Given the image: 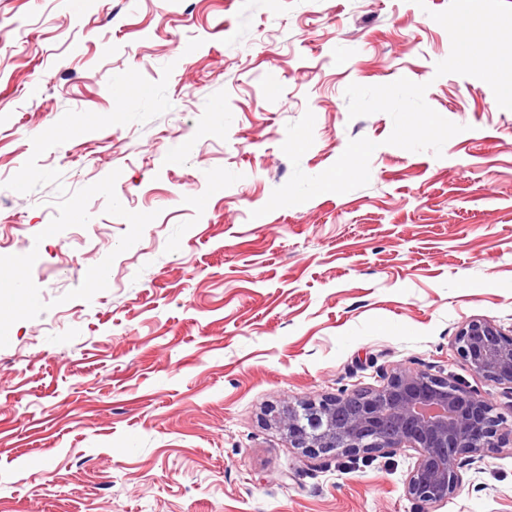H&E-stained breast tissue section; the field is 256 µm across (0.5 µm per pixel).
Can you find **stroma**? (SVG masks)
<instances>
[{"label": "stroma", "instance_id": "1", "mask_svg": "<svg viewBox=\"0 0 512 512\" xmlns=\"http://www.w3.org/2000/svg\"><path fill=\"white\" fill-rule=\"evenodd\" d=\"M450 0H0V233L37 251L49 308L0 348V512H420L418 453L304 456L285 403L376 387L396 368L481 393L512 432V393L454 339L475 318L512 331V110L484 81L436 76ZM171 75H164L165 65ZM167 79L171 107L45 152L62 174L7 188L66 111L112 112V76ZM280 82L269 90L266 75ZM427 84L461 133L441 156L388 144L383 112L350 118L349 84ZM315 116L299 165L288 124ZM378 147L370 182L254 217L294 167L317 175L349 140ZM125 219L35 242L74 192L112 171ZM114 255L110 288L66 300ZM434 512H512V441L464 469Z\"/></svg>", "mask_w": 512, "mask_h": 512}]
</instances>
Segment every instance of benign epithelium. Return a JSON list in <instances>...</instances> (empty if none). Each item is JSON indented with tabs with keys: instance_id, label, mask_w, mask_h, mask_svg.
I'll return each instance as SVG.
<instances>
[{
	"instance_id": "obj_1",
	"label": "benign epithelium",
	"mask_w": 512,
	"mask_h": 512,
	"mask_svg": "<svg viewBox=\"0 0 512 512\" xmlns=\"http://www.w3.org/2000/svg\"><path fill=\"white\" fill-rule=\"evenodd\" d=\"M456 351L478 376L512 391V336L490 320L461 326ZM288 447L308 456L367 458L396 448L418 451L406 494L422 512L462 483V470L502 447L501 422L489 401L455 379L396 369L383 384L286 404L273 415Z\"/></svg>"
}]
</instances>
